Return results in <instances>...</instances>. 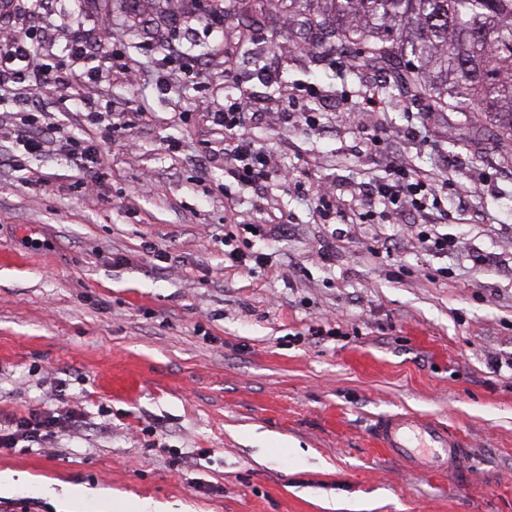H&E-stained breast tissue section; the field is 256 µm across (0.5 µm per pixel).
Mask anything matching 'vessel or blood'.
Segmentation results:
<instances>
[{"mask_svg": "<svg viewBox=\"0 0 512 512\" xmlns=\"http://www.w3.org/2000/svg\"><path fill=\"white\" fill-rule=\"evenodd\" d=\"M372 436L386 454L410 469L459 474L468 464L469 450L457 434L413 413L381 417Z\"/></svg>", "mask_w": 512, "mask_h": 512, "instance_id": "1", "label": "vessel or blood"}]
</instances>
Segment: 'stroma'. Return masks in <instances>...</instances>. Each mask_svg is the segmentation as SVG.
<instances>
[{
	"label": "stroma",
	"mask_w": 512,
	"mask_h": 512,
	"mask_svg": "<svg viewBox=\"0 0 512 512\" xmlns=\"http://www.w3.org/2000/svg\"><path fill=\"white\" fill-rule=\"evenodd\" d=\"M236 6L15 0L8 26L52 86L0 88V424L81 418L0 453L25 478L0 512H512V162L487 131L461 148V113L387 95L373 63L337 68L351 49L308 50L286 0L246 29ZM76 42L92 80L74 78ZM243 91L270 159L260 187L227 176L211 118ZM21 136L48 146L25 153ZM65 139L103 154L83 166ZM396 166L446 178L440 207L321 219L318 186L356 210ZM421 230L458 246L423 251ZM229 241L270 264L241 272ZM406 412L461 436L466 474L376 447L375 419Z\"/></svg>",
	"instance_id": "1"
}]
</instances>
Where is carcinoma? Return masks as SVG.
Listing matches in <instances>:
<instances>
[{
  "label": "carcinoma",
  "mask_w": 512,
  "mask_h": 512,
  "mask_svg": "<svg viewBox=\"0 0 512 512\" xmlns=\"http://www.w3.org/2000/svg\"><path fill=\"white\" fill-rule=\"evenodd\" d=\"M309 45L336 44L386 69L429 111L467 112L512 145V0H288Z\"/></svg>",
  "instance_id": "carcinoma-1"
}]
</instances>
